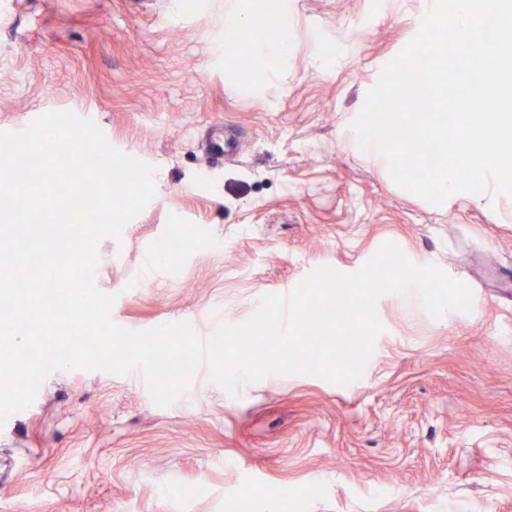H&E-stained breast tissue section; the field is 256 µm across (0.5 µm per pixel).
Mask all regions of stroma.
I'll return each mask as SVG.
<instances>
[{
  "label": "stroma",
  "instance_id": "obj_1",
  "mask_svg": "<svg viewBox=\"0 0 512 512\" xmlns=\"http://www.w3.org/2000/svg\"><path fill=\"white\" fill-rule=\"evenodd\" d=\"M266 2L288 15V52L245 74L224 20L255 0H0V131L69 111L153 169L144 210L97 243L112 321L207 339L389 241L478 296L439 318L382 296L346 386L271 375L232 394L203 366L162 408L139 367L52 372L0 425V512H226L244 495L281 512L285 486L300 512H512V194L433 204L351 144L423 0ZM228 130L233 161L210 150Z\"/></svg>",
  "mask_w": 512,
  "mask_h": 512
}]
</instances>
